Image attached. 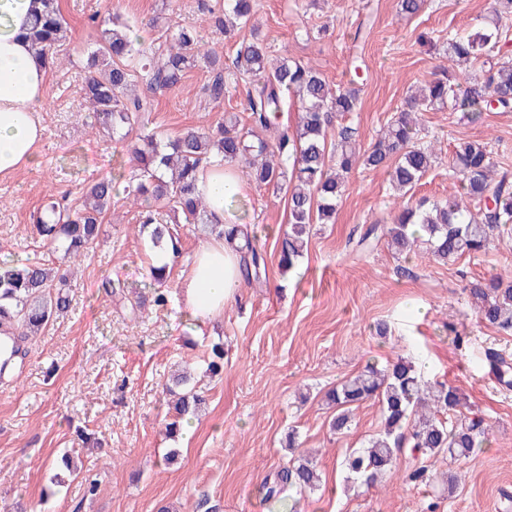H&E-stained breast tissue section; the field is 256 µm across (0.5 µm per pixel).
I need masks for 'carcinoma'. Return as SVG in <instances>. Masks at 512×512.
Listing matches in <instances>:
<instances>
[{
  "label": "carcinoma",
  "instance_id": "carcinoma-1",
  "mask_svg": "<svg viewBox=\"0 0 512 512\" xmlns=\"http://www.w3.org/2000/svg\"><path fill=\"white\" fill-rule=\"evenodd\" d=\"M40 4L26 38L49 68L66 39L67 21L61 0ZM205 10L226 37L249 28L250 39L241 43L230 69L224 67L223 55L203 48L193 27L167 29L163 42L147 44L127 21L114 17L101 22L97 48L86 58L88 75L81 95L89 107L90 125L122 143L129 166L94 181L68 208L51 204L37 213L38 234L60 250L64 260L74 263L95 248L116 184L122 182L127 198L141 208V229L149 230L155 254L175 240L170 225L191 224L204 235L242 238L245 282L260 280L266 273L265 257L252 231L212 221L197 193L201 167L213 158L242 163L254 183L288 194V226L280 236L278 262L285 272L302 257L310 225L335 222L347 175L358 165L386 169L396 200L391 221L367 227L361 245L382 236L398 253L408 254L424 244L436 260L446 263L480 253L496 239H512V171L504 169L494 177L491 151L483 142H461L452 153L460 198L415 201L411 194L435 156L432 146L418 143L416 113L441 110L450 100L475 118L495 109L512 110V61L500 62L493 56L502 36L499 18L512 15V0H493L490 20L466 34L450 33L436 47L450 60L480 61V69L442 68L445 77L418 87L363 151L349 127L338 131L336 143L328 144L336 116L357 111L358 88L331 87L309 61L282 57L270 63L267 43L251 25L253 0H224V7L207 5ZM201 62L212 73L203 93L213 101L224 98L228 84L244 76L253 78L246 89L250 128L241 127L237 115L231 114L215 128L193 129L172 138L146 130L147 94L179 88L188 71ZM287 101L297 111L296 121L270 143L259 132L278 127ZM66 286V273L29 258L1 266L0 321L33 337L69 308ZM469 293L481 322L512 329V276L477 280L470 283ZM176 387L182 392L174 404L178 419L168 424L172 433L179 420L197 415L205 404L186 376L173 378L166 392ZM328 398L338 408L332 421L338 432L350 427L354 405L376 399L381 406L383 430L342 461L352 485L372 487L386 481L402 448L422 452L413 476L427 479L439 455L466 458L485 437L479 419L448 426L440 415L461 412L460 393L452 385L424 380L413 361L403 357L381 368L367 366L330 391ZM286 487L299 492L321 487L317 465L303 456L289 461L266 482V498L281 499Z\"/></svg>",
  "mask_w": 512,
  "mask_h": 512
}]
</instances>
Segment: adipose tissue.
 <instances>
[{"mask_svg":"<svg viewBox=\"0 0 512 512\" xmlns=\"http://www.w3.org/2000/svg\"><path fill=\"white\" fill-rule=\"evenodd\" d=\"M37 0H0V176L33 166L44 127L47 70L24 37ZM215 220H224L231 200L248 197V178L240 169L213 160L197 187ZM243 286L239 255L219 240L196 254L183 289L185 309L199 325L223 317L225 306Z\"/></svg>","mask_w":512,"mask_h":512,"instance_id":"adipose-tissue-1","label":"adipose tissue"}]
</instances>
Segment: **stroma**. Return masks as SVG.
<instances>
[{"label": "stroma", "instance_id": "obj_1", "mask_svg": "<svg viewBox=\"0 0 512 512\" xmlns=\"http://www.w3.org/2000/svg\"><path fill=\"white\" fill-rule=\"evenodd\" d=\"M62 8L70 32L61 65L48 71L40 163L0 179V263L29 256L58 266L61 255L37 235L34 214L50 196L79 197L125 159L122 145L86 122L80 88L98 33L89 16L134 23L149 42L161 27L193 25L206 47L229 61L236 54L235 39L196 0H62ZM488 8V0H426L404 18L399 0H256L254 20L275 55L312 62L334 86L357 82L359 110L343 122L366 148L410 88L434 76L439 60L421 35L439 42L471 31ZM209 78L200 65L181 88L155 95L150 128L173 137L230 113L246 116L242 86H229L219 103L201 96ZM419 126L439 160L415 198L459 194L449 158L463 141L488 143L494 163L512 168V111L486 112L476 122L451 108L428 111ZM249 199L266 276L245 285L223 318L201 326L184 313L181 283L203 238L176 225L180 251L164 284L170 301L151 305L139 209L114 197L97 246L71 267L68 311L27 342L22 366L0 379V512H280L285 503L295 512H512V389L486 359L494 350L512 363V331L480 324L467 293L474 280L512 272V242L448 263L422 247L396 255L383 240L354 251L351 238L386 223L392 200L386 172L360 167L348 176L334 223L311 225L303 257L285 273L277 239L288 223L287 197L254 186ZM105 275L146 299L145 312L99 290ZM380 323L389 328L383 338ZM219 341L224 369L212 378L208 354ZM399 356L411 358L425 380L456 387L463 416L481 418L489 432L468 458L438 461V469L459 475L454 494L434 481L412 482L406 448L386 483L343 489L341 462L381 431V411L377 402L361 404L340 433L326 394L366 364ZM184 365L207 403L190 430L172 438L164 426L175 413L164 388ZM292 441L316 461L322 485L266 500L264 481L288 462ZM91 480L97 491L88 496Z\"/></svg>", "mask_w": 512, "mask_h": 512}]
</instances>
